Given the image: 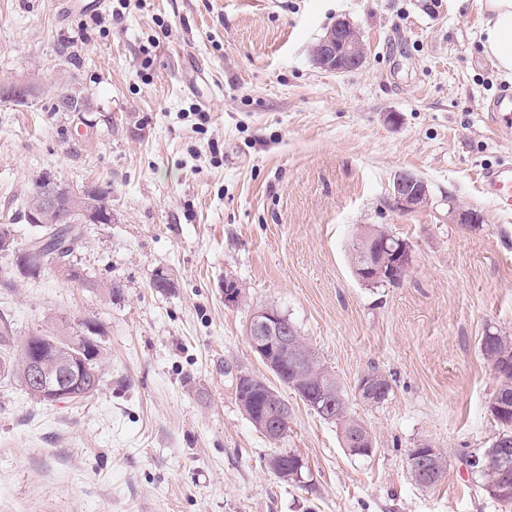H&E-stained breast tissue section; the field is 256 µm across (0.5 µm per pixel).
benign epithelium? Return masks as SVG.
<instances>
[{"mask_svg": "<svg viewBox=\"0 0 512 512\" xmlns=\"http://www.w3.org/2000/svg\"><path fill=\"white\" fill-rule=\"evenodd\" d=\"M324 48V69L343 72L357 67V60L349 55L347 44L342 42L341 27L328 31ZM88 191L87 186H66L43 195L40 208L27 213V222L42 225L46 218L53 217L59 224L80 227L101 223L102 218L86 204ZM391 196L400 210L410 211L419 205L420 198L427 196V185L415 174L401 170L393 177ZM246 336L252 350L274 374H280L283 367L299 372L307 364L296 336L288 329L284 316L274 307L261 305L252 309ZM26 380L29 391L43 401L56 402L67 397L65 389L52 378L46 364L36 354L28 355ZM260 401L262 410L250 416L251 423L268 440L278 442L287 432L290 417L288 401L277 389L269 386L262 391ZM409 462L413 475L426 483L441 474L447 466L446 456L439 448H414ZM472 462L481 469L496 467L500 472L496 497L503 501L512 500V443L505 441L497 447L488 448L482 457H475Z\"/></svg>", "mask_w": 512, "mask_h": 512, "instance_id": "7a95c632", "label": "benign epithelium"}]
</instances>
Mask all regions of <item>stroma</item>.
Segmentation results:
<instances>
[{
  "instance_id": "stroma-1",
  "label": "stroma",
  "mask_w": 512,
  "mask_h": 512,
  "mask_svg": "<svg viewBox=\"0 0 512 512\" xmlns=\"http://www.w3.org/2000/svg\"><path fill=\"white\" fill-rule=\"evenodd\" d=\"M84 3L0 0V80L47 90L0 103V225L39 234L23 214L42 175L109 185L112 204L69 258L80 279L0 288L18 336L63 316L97 324L104 349L78 404L0 378V512H512L466 463L498 433L482 338L512 336V214L476 183L512 159V127L488 119L512 80L482 53L479 0ZM339 20L364 59L331 73L311 48ZM72 90L90 110L53 111ZM400 170L429 189L408 212L389 195ZM466 210L480 222L459 223ZM364 225L410 245L400 285L354 276ZM267 304L337 375L371 454L285 387L280 442L244 415L231 373L266 374L244 330ZM373 367L392 391L368 406L356 386ZM425 445L448 459L428 489L407 464ZM289 451L306 463L297 484L266 466Z\"/></svg>"
}]
</instances>
